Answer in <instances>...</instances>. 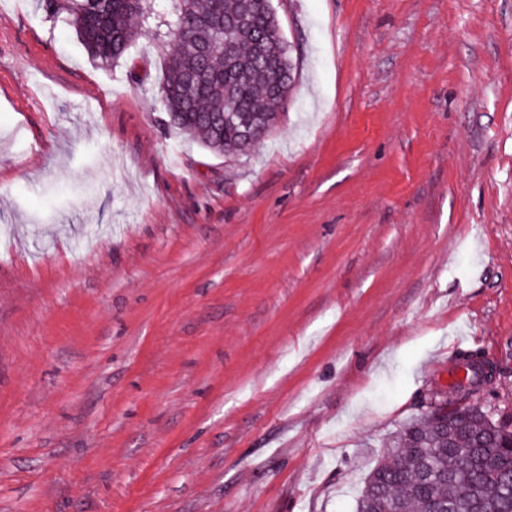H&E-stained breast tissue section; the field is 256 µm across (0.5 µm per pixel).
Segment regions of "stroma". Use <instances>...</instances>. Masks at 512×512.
I'll use <instances>...</instances> for the list:
<instances>
[{"mask_svg":"<svg viewBox=\"0 0 512 512\" xmlns=\"http://www.w3.org/2000/svg\"><path fill=\"white\" fill-rule=\"evenodd\" d=\"M294 87L218 156L172 44L0 0V512H356L460 353L512 427V0H273Z\"/></svg>","mask_w":512,"mask_h":512,"instance_id":"obj_1","label":"stroma"}]
</instances>
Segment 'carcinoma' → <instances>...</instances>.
<instances>
[{"instance_id": "cac0c4a2", "label": "carcinoma", "mask_w": 512, "mask_h": 512, "mask_svg": "<svg viewBox=\"0 0 512 512\" xmlns=\"http://www.w3.org/2000/svg\"><path fill=\"white\" fill-rule=\"evenodd\" d=\"M171 3L160 11L155 0H42L104 66L139 35L173 41L160 88L167 126L216 155L249 153L278 120L272 99L287 98L294 82L272 0ZM247 10L248 24H237ZM491 384L470 372L445 395L430 391L366 476L357 512H512V431L486 418L480 399Z\"/></svg>"}]
</instances>
